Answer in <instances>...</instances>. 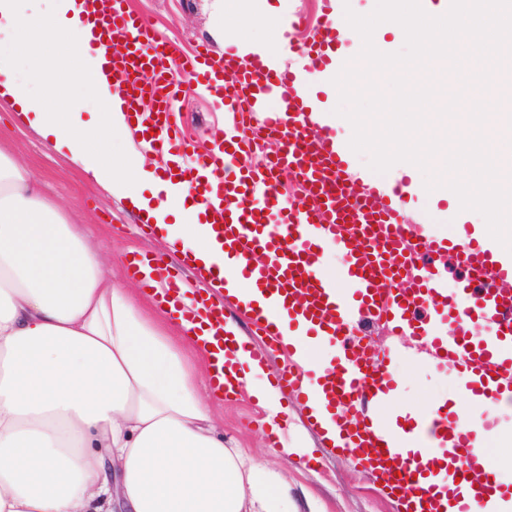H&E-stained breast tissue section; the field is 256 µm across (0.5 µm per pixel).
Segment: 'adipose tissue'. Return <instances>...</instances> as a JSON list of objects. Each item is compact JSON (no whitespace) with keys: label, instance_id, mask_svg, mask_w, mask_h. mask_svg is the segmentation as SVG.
I'll use <instances>...</instances> for the list:
<instances>
[{"label":"adipose tissue","instance_id":"adipose-tissue-1","mask_svg":"<svg viewBox=\"0 0 512 512\" xmlns=\"http://www.w3.org/2000/svg\"><path fill=\"white\" fill-rule=\"evenodd\" d=\"M50 2L45 19L0 0V28L16 32L0 44V105L67 146L84 179L172 250L207 261L199 208L145 167L102 60L84 52L82 0ZM65 39L74 51L43 64ZM77 88L111 101L98 123L72 110ZM211 339L145 314L113 283L111 254L0 152V512H300L280 472L225 444L195 381L213 370Z\"/></svg>","mask_w":512,"mask_h":512}]
</instances>
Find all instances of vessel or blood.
I'll return each instance as SVG.
<instances>
[{"mask_svg": "<svg viewBox=\"0 0 512 512\" xmlns=\"http://www.w3.org/2000/svg\"><path fill=\"white\" fill-rule=\"evenodd\" d=\"M91 10L101 33L90 39V48L100 50L107 40L125 47L112 60V76L139 135L137 149L166 155L165 179L188 183L220 246L207 271L210 279L221 282L230 274L254 288L265 303L285 312L289 327L303 330L309 346L335 342L331 366L315 382L345 434V452L384 476L403 512H478L486 498L512 497V486L501 482L481 447L482 430L464 424L450 406L415 416H369L396 384L397 353L374 351L360 340L364 322L385 318L395 335L419 339L431 360L458 366L471 399L500 402L505 387H512V266H503L472 238L408 223L392 194L356 192L350 151L308 133L309 94L291 71L270 70L258 61L244 67L233 52L225 53L220 67L204 50L180 54L127 0H91ZM341 43L339 30L327 24L311 43L292 51L337 66L341 60L329 50ZM180 74L223 100L228 118L213 151L191 165L174 108ZM274 93L285 109L269 107ZM246 117L258 119L281 142L274 161L249 162L251 145L237 134ZM286 171L304 182L303 198L282 200L279 184ZM330 245L342 261L328 275L319 259ZM442 251L454 252L468 272L452 291L420 262L423 254ZM160 284L156 297L176 318L215 329L225 355L209 383L218 394L237 395L244 365L236 359L237 340L222 328L223 305L200 294L185 307L190 281L166 265ZM264 305H251V323L271 350L288 356L272 384L306 400L308 373L291 359V346L271 332Z\"/></svg>", "mask_w": 512, "mask_h": 512, "instance_id": "vessel-or-blood-1", "label": "vessel or blood"}]
</instances>
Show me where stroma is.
Returning a JSON list of instances; mask_svg holds the SVG:
<instances>
[{
    "label": "stroma",
    "mask_w": 512,
    "mask_h": 512,
    "mask_svg": "<svg viewBox=\"0 0 512 512\" xmlns=\"http://www.w3.org/2000/svg\"><path fill=\"white\" fill-rule=\"evenodd\" d=\"M131 9L143 16L165 40L177 44L181 53L190 54L205 46L211 57H223L232 44L224 40L219 27L215 0H128ZM181 126L190 150L202 153L215 133L224 126L223 105L209 94L184 83L180 98ZM0 150L18 157L43 183L48 194L72 218L89 225L91 238L121 261L114 268L117 284H125V263L134 253L161 258L166 264L181 263L154 232L139 231L137 217L113 197L85 182L69 165L63 152L50 139L36 131L15 124L13 113L0 107ZM409 221L420 220L440 234L455 231L457 221L450 201H431L425 197L406 199ZM394 369L397 389L384 409L394 412L407 406L424 413L434 405L462 396L463 381L451 366H435L413 357L401 349ZM224 437L236 441L255 458L268 461L287 477L298 500H312L317 512H398L394 498L372 476L359 470L350 455L336 454L325 447L318 429L307 419L300 402L288 403L286 440L312 448L320 466L310 469L306 459L284 461L268 445V428L262 427L263 409L249 395L238 400L222 401Z\"/></svg>",
    "instance_id": "1"
}]
</instances>
